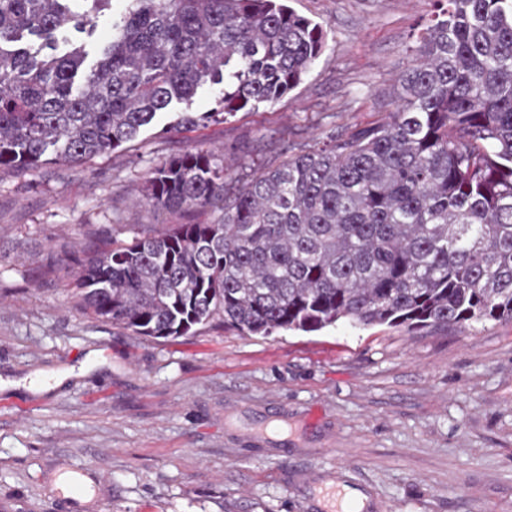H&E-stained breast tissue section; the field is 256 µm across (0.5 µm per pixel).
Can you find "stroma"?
<instances>
[{"label":"stroma","mask_w":512,"mask_h":512,"mask_svg":"<svg viewBox=\"0 0 512 512\" xmlns=\"http://www.w3.org/2000/svg\"><path fill=\"white\" fill-rule=\"evenodd\" d=\"M291 5L327 24L328 46L276 103L203 122L204 90L87 164L0 170V512H68L48 486L66 468L102 476L97 512H311L329 470L383 512H512V321L248 336L216 319L153 339L76 307V242L210 222L140 205L159 161L212 148L255 168L382 122L435 11ZM37 373L61 382L31 386ZM272 424L287 437L253 439Z\"/></svg>","instance_id":"obj_1"}]
</instances>
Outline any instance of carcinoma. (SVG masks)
Returning <instances> with one entry per match:
<instances>
[{
	"mask_svg": "<svg viewBox=\"0 0 512 512\" xmlns=\"http://www.w3.org/2000/svg\"><path fill=\"white\" fill-rule=\"evenodd\" d=\"M111 2L0 0V168L86 163L204 87L190 122L275 102L327 46L287 0H129L90 61L67 32ZM437 2L388 121L250 175L210 149L160 161L143 205L213 220L80 243V310L154 338L512 320V0Z\"/></svg>",
	"mask_w": 512,
	"mask_h": 512,
	"instance_id": "carcinoma-1",
	"label": "carcinoma"
}]
</instances>
